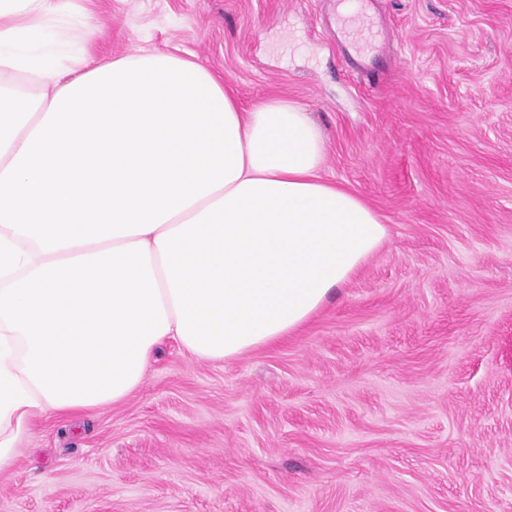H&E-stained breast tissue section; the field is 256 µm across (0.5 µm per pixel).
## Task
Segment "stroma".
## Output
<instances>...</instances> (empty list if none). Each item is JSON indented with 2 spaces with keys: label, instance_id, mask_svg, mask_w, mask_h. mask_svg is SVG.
<instances>
[{
  "label": "stroma",
  "instance_id": "stroma-1",
  "mask_svg": "<svg viewBox=\"0 0 512 512\" xmlns=\"http://www.w3.org/2000/svg\"><path fill=\"white\" fill-rule=\"evenodd\" d=\"M101 57L193 56L301 105L380 248L296 331L39 418L0 512H512V0H374L378 75L328 0H77ZM337 36L342 45L345 56L353 63L355 69L365 73H371L374 71L375 59L371 56L358 52L356 46L357 38L350 36L341 30L337 31Z\"/></svg>",
  "mask_w": 512,
  "mask_h": 512
}]
</instances>
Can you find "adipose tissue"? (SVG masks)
I'll use <instances>...</instances> for the list:
<instances>
[{
    "label": "adipose tissue",
    "instance_id": "ef3b65f1",
    "mask_svg": "<svg viewBox=\"0 0 512 512\" xmlns=\"http://www.w3.org/2000/svg\"><path fill=\"white\" fill-rule=\"evenodd\" d=\"M69 0H0V172L69 80L98 68ZM242 174L147 234L42 252L0 277V472L35 419L90 414L144 383L167 340L238 358L304 324L376 251L387 229L319 178L321 129L294 102L241 111Z\"/></svg>",
    "mask_w": 512,
    "mask_h": 512
}]
</instances>
